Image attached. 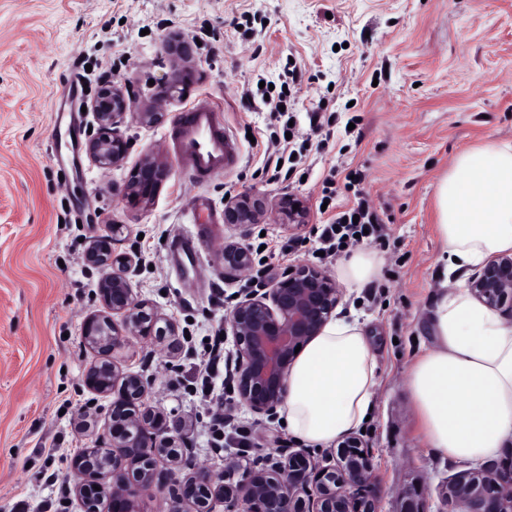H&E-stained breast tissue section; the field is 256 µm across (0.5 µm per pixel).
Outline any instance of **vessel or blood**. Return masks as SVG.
<instances>
[{
    "instance_id": "1",
    "label": "vessel or blood",
    "mask_w": 512,
    "mask_h": 512,
    "mask_svg": "<svg viewBox=\"0 0 512 512\" xmlns=\"http://www.w3.org/2000/svg\"><path fill=\"white\" fill-rule=\"evenodd\" d=\"M172 146L190 181L199 183L223 172L239 158L237 142L208 101L192 103L176 120Z\"/></svg>"
}]
</instances>
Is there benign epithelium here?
I'll return each mask as SVG.
<instances>
[{
	"label": "benign epithelium",
	"mask_w": 512,
	"mask_h": 512,
	"mask_svg": "<svg viewBox=\"0 0 512 512\" xmlns=\"http://www.w3.org/2000/svg\"><path fill=\"white\" fill-rule=\"evenodd\" d=\"M129 100L128 93L107 85L90 105L97 133L89 140V153L101 168L112 167L129 151L130 141L121 130ZM167 175L166 166L147 155L122 194L133 206H147ZM265 213L262 198L245 195L224 204V223L255 224ZM279 214L288 224L307 219L303 201L294 196L281 200ZM112 244L113 236L102 235L86 251L87 261L104 269L99 295L110 314L93 315L83 323V339L99 356L86 372L85 385L104 394L96 374L102 367L112 372V410L104 428L112 447L98 443L71 460L82 512H98L86 497L89 484L100 487L106 512H145L142 494L150 491L166 496L167 512H217L219 504L225 512H307L301 490L314 497L313 512H378L372 457L356 436L342 437L326 465L303 449L243 470L230 457L222 474L192 461L188 449L170 435L166 414L145 402L152 380L109 360L132 337L162 343L174 335V326L131 287L128 275L136 257L115 252ZM223 259L227 274L241 273L252 263L239 242L224 243ZM468 288L487 307L512 315V254L488 260ZM339 300L340 289L324 270L297 264L276 272L268 291L252 293L233 307L227 323L239 405L266 414L283 404L298 357L295 348L321 332ZM446 498L459 512H512V462L464 472L448 483ZM400 512H424L416 488L404 493Z\"/></svg>",
	"instance_id": "7a95c632"
}]
</instances>
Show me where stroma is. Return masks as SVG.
Segmentation results:
<instances>
[{
	"mask_svg": "<svg viewBox=\"0 0 512 512\" xmlns=\"http://www.w3.org/2000/svg\"><path fill=\"white\" fill-rule=\"evenodd\" d=\"M255 15L253 30L233 27ZM306 80L288 107L298 127L329 117L327 149L306 145L305 181L270 180L261 169L270 134L265 112L241 96L244 84L277 80L287 63ZM132 89L136 111L160 122L128 121L127 157L108 169L89 159L83 111L102 83ZM220 111L237 139V165L198 187L223 241L262 248L267 273L319 265L314 229L322 182L336 176V203L369 198L385 237L364 239L381 262L372 301L342 288L338 311L355 312L382 372L373 418L357 430L373 463L379 512H397L401 493L423 489L426 512H448L445 487L467 470L426 448L418 434L406 372L428 339L426 304L442 242L435 188L456 155L492 139L512 141V0H0V512H80L72 456L93 447L81 430L104 424L109 397L90 391L96 354L82 325L104 313L103 270L85 260L89 240L120 228L113 248L141 256L132 286L177 327L164 345L130 339L115 351L122 368L153 380L146 401L163 410L170 433L194 460L220 472L227 456L259 466L299 449L280 415L237 407L224 445L212 444L198 356L238 298L259 290L224 273L222 249L200 239L187 267L173 238L189 230L192 196L176 154L160 141L199 98ZM169 170L151 204L132 206L121 189L145 155ZM363 181L347 188L349 171ZM303 200L308 218L282 224L279 200ZM259 195L267 212L247 226L224 221L227 198Z\"/></svg>",
	"mask_w": 512,
	"mask_h": 512,
	"instance_id": "stroma-1",
	"label": "stroma"
}]
</instances>
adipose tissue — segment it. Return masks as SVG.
<instances>
[{
	"mask_svg": "<svg viewBox=\"0 0 512 512\" xmlns=\"http://www.w3.org/2000/svg\"><path fill=\"white\" fill-rule=\"evenodd\" d=\"M440 278L464 277L512 252V141L460 152L435 191ZM432 344L407 371L429 448L451 461L484 464L512 443V326L463 287L432 292ZM376 355L359 318L330 319L288 376L283 420L312 446L336 443L373 412Z\"/></svg>",
	"mask_w": 512,
	"mask_h": 512,
	"instance_id": "adipose-tissue-1",
	"label": "adipose tissue"
}]
</instances>
